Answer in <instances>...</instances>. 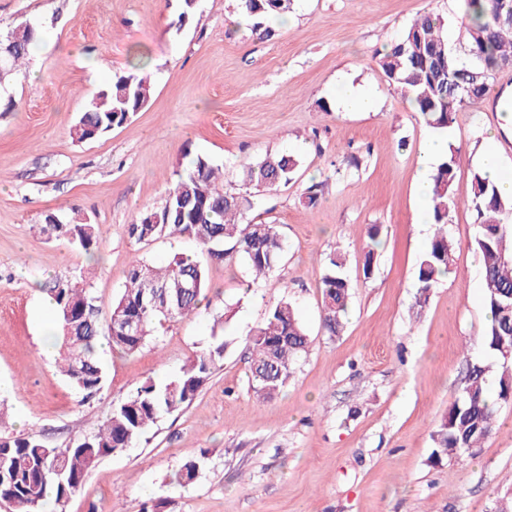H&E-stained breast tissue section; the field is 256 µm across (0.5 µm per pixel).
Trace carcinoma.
Segmentation results:
<instances>
[{"mask_svg":"<svg viewBox=\"0 0 512 512\" xmlns=\"http://www.w3.org/2000/svg\"><path fill=\"white\" fill-rule=\"evenodd\" d=\"M293 0H239L241 12L258 27L271 15H285ZM466 20L457 36L445 30L440 17L420 15L397 38L377 52L376 63L401 97L419 112L425 125L446 130L453 114L474 106L488 94L494 74L512 65V0H464ZM37 40L32 26H15L0 36V80L28 61ZM152 86L135 69L104 87L91 100L73 127L78 141L101 136L127 123L145 107ZM459 151L448 146L433 175L432 218L435 232L418 260L419 296L428 299L433 288L451 272L452 244L448 241V216L456 206L451 192ZM299 162L286 152L267 154L240 164L243 185L272 190L288 183ZM218 168L197 157L165 192L161 206L145 210L128 225V235L138 243L161 235L184 236L197 241L208 257L224 260L241 256L257 275L268 273L278 262L283 243L277 225L247 218L248 200L217 183ZM470 206L480 233L475 248L482 256V279L489 324L483 336L486 349L503 359L493 379L479 360L468 363L466 384L432 433L437 461L471 452L495 429L497 405L512 401V198L503 195L485 174L473 176ZM40 225L49 239H66L88 254L97 244L95 225L73 224L55 213ZM340 256L329 258L322 277V328L336 336L342 328L351 298V284L343 273ZM186 287L174 288L177 279ZM205 265L192 254H177L167 265L143 258L129 265L125 288L103 311L84 274L50 288L62 338L61 373L69 387L89 402L101 392L105 370L98 347L105 338L126 354L138 352L157 330L191 315L206 297ZM139 323L135 332L124 325ZM251 351L249 387L269 399L288 382L294 365L307 352L309 336L295 307L283 298L268 311L263 325L248 337ZM228 343H213L187 360L179 374L165 383L151 379L137 384L127 398L112 404L97 432L63 448L47 446L41 435L0 433V501L13 503L15 512H41L53 498L59 508L82 486L88 473L105 457L142 441L159 416L189 405L216 366L224 360ZM203 457L187 458L173 481L195 480Z\"/></svg>","mask_w":512,"mask_h":512,"instance_id":"carcinoma-1","label":"carcinoma"}]
</instances>
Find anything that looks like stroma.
Returning a JSON list of instances; mask_svg holds the SVG:
<instances>
[{"mask_svg":"<svg viewBox=\"0 0 512 512\" xmlns=\"http://www.w3.org/2000/svg\"><path fill=\"white\" fill-rule=\"evenodd\" d=\"M183 10L184 0H0V33L40 29L27 64L0 86V432L66 446L96 431L136 383L174 378L218 336L229 342L224 361L193 402L161 416L148 442L104 458L66 512H140L162 500L165 512H495L512 491V404L499 405L495 432L463 457L434 460L432 432L465 385L467 359L502 365L482 344L489 315L469 198L487 138L512 172V126L496 104L512 94V68L448 130L461 151L452 272L422 303L417 264L434 227L416 222L415 185L432 131L374 54L423 13L456 25L463 0H293L265 20L266 37L239 17V0ZM135 61L151 79L150 102L128 125L74 139L87 103ZM344 75L373 92L376 110L337 108ZM284 149L299 161L288 184L243 188L241 162ZM199 156L222 167L225 189L245 194L251 215L277 225L281 259L260 277L236 258L206 261V303L136 354L103 346L106 383L80 403L58 370L59 345L42 344L45 324L57 322L43 314L46 289L87 271L106 306L131 255L161 265L198 251L183 237L138 243L126 229ZM50 212L95 224L93 255L41 234ZM337 251L352 298L331 336L321 277ZM284 297L310 343L283 391L262 400L248 384L246 338ZM197 455L198 478L174 484Z\"/></svg>","mask_w":512,"mask_h":512,"instance_id":"1","label":"stroma"}]
</instances>
